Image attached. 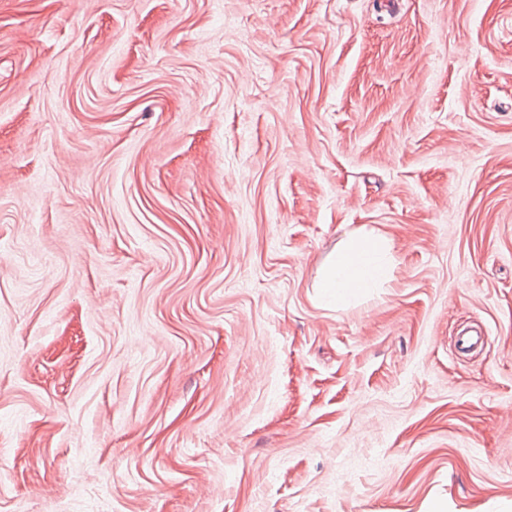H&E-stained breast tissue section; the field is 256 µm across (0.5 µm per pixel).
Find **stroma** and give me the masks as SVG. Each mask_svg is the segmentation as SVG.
I'll return each mask as SVG.
<instances>
[{"label":"stroma","instance_id":"obj_1","mask_svg":"<svg viewBox=\"0 0 512 512\" xmlns=\"http://www.w3.org/2000/svg\"><path fill=\"white\" fill-rule=\"evenodd\" d=\"M435 495L512 512V0H0V512ZM386 244L379 236H349L348 244L333 257L322 284V296L344 303L374 288L386 274Z\"/></svg>","mask_w":512,"mask_h":512}]
</instances>
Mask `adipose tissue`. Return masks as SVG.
<instances>
[{
	"label": "adipose tissue",
	"instance_id": "1",
	"mask_svg": "<svg viewBox=\"0 0 512 512\" xmlns=\"http://www.w3.org/2000/svg\"><path fill=\"white\" fill-rule=\"evenodd\" d=\"M386 244L383 238L350 235L348 244L333 257L321 292L339 304L375 287L386 274Z\"/></svg>",
	"mask_w": 512,
	"mask_h": 512
}]
</instances>
